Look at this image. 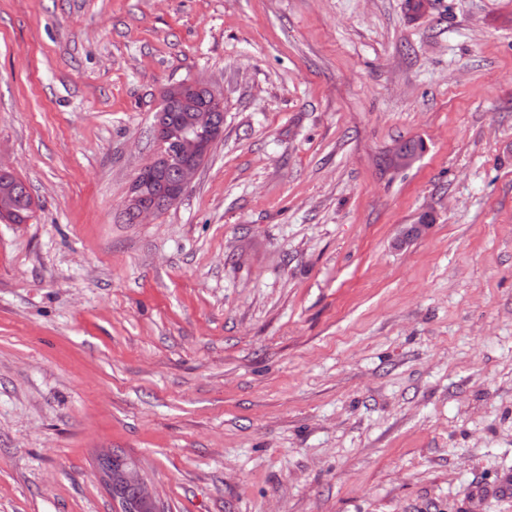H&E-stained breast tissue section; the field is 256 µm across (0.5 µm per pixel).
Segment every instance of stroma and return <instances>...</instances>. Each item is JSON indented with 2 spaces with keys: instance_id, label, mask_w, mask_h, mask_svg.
Listing matches in <instances>:
<instances>
[{
  "instance_id": "obj_1",
  "label": "stroma",
  "mask_w": 512,
  "mask_h": 512,
  "mask_svg": "<svg viewBox=\"0 0 512 512\" xmlns=\"http://www.w3.org/2000/svg\"><path fill=\"white\" fill-rule=\"evenodd\" d=\"M428 2L0 0V512H113L106 449L165 512H512V0ZM194 78L224 135L128 223ZM207 91L214 98H217L213 90L206 84L199 82H188L183 84H175L167 86L163 90V96L170 103H186L196 93ZM162 96V102L154 113L153 128L161 121L174 122L178 120L186 110H173L170 108ZM211 98H205L198 95L194 100L195 108H199L191 112L190 117L185 124H159L155 128V138L158 142L166 144L167 148H171L169 144L175 147L176 144H184L186 148V159L178 166L177 159H173L163 177L167 181H173L177 174L176 184L172 187H163L159 192L161 201L159 203H148L145 199L149 196V192L153 191V183L149 179V175L164 170L171 161L170 155L157 152L151 157L138 171L132 179L128 194L125 198V206L131 210H135L141 221H147L152 217H156L159 213L170 206L177 203L184 194V190L191 186L192 182L198 175L201 165L209 155L213 145L218 140L216 137V129L221 127L217 124L218 116L216 112L224 114V104L221 101L211 106L214 112L200 108L210 105ZM156 141L158 151L161 146ZM164 145V151L167 148ZM172 151H174L171 148ZM9 210L6 220L24 224L31 217L34 199L26 184L16 175H0V207Z\"/></svg>"
}]
</instances>
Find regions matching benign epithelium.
<instances>
[{"instance_id":"7a95c632","label":"benign epithelium","mask_w":512,"mask_h":512,"mask_svg":"<svg viewBox=\"0 0 512 512\" xmlns=\"http://www.w3.org/2000/svg\"><path fill=\"white\" fill-rule=\"evenodd\" d=\"M201 91L210 93L212 89L203 83L188 82L166 87L163 90V96L170 103H185ZM217 128V113L204 108L191 112L185 124L157 125L156 140L172 146L185 145L186 159L178 166L176 184L161 189L160 202L148 203L146 198L153 190V183L149 176L164 170L171 161L170 155L166 153L159 152L151 157L132 179L125 198V206L136 211L140 220L146 221L177 203L183 196L184 190L195 180L202 163L217 141ZM112 500L118 505V512H159L154 490L145 479L138 464L130 458L121 463L119 475L112 477Z\"/></svg>"}]
</instances>
